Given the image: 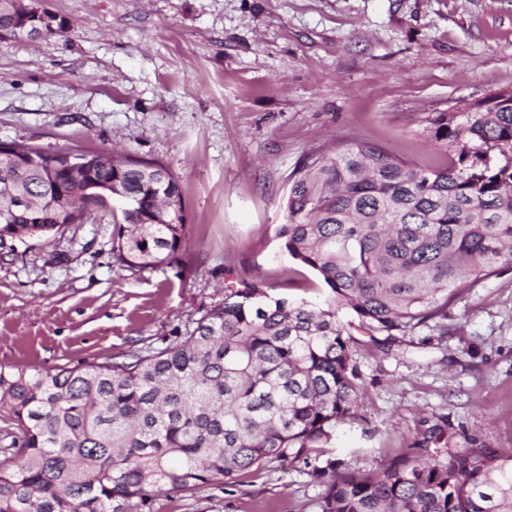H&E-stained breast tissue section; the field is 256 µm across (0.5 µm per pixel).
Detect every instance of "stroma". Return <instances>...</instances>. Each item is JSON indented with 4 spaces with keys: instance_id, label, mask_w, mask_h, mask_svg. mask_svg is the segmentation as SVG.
<instances>
[{
    "instance_id": "stroma-1",
    "label": "stroma",
    "mask_w": 512,
    "mask_h": 512,
    "mask_svg": "<svg viewBox=\"0 0 512 512\" xmlns=\"http://www.w3.org/2000/svg\"><path fill=\"white\" fill-rule=\"evenodd\" d=\"M64 34L0 42V141L113 149L168 168L186 225L173 263L112 254L94 216L0 242V366H75L164 346L224 298V272L308 301L326 291L276 237L310 153L373 144L434 166L421 133L512 89V0H39ZM358 338L360 397L326 454L267 464L151 512H315L316 471L424 449L512 450V269L389 346Z\"/></svg>"
}]
</instances>
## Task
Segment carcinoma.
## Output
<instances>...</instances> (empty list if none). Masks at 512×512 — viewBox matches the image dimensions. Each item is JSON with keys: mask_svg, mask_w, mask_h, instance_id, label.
<instances>
[{"mask_svg": "<svg viewBox=\"0 0 512 512\" xmlns=\"http://www.w3.org/2000/svg\"><path fill=\"white\" fill-rule=\"evenodd\" d=\"M65 32L46 10L0 3V39L23 27ZM439 112L422 136L446 163L421 168L373 146L311 155L289 179L285 251L317 274L322 304L270 294L235 275L187 336L74 367H0V416L19 439L0 453V512H139L157 490L193 493L278 460L331 445L359 399L355 316L376 344L435 318L461 288L512 265V89ZM0 156V210L38 197L66 161L11 144ZM88 155L79 191L41 223L17 211L3 236L47 238L94 211L112 217V251L131 267L169 260L185 224L171 171L108 150ZM119 184L134 211L105 205L92 186ZM383 339H378V336ZM331 472L316 512H512V452L450 448L445 460L396 458L367 474Z\"/></svg>", "mask_w": 512, "mask_h": 512, "instance_id": "carcinoma-1", "label": "carcinoma"}]
</instances>
